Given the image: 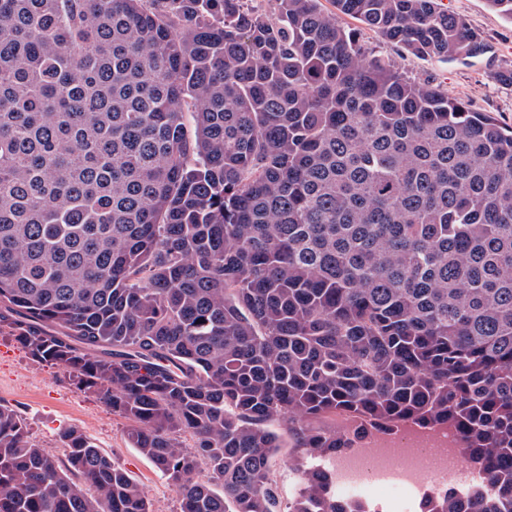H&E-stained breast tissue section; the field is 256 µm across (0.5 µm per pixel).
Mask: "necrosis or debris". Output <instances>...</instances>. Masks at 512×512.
Here are the masks:
<instances>
[{
	"instance_id": "4bbe7bcc",
	"label": "necrosis or debris",
	"mask_w": 512,
	"mask_h": 512,
	"mask_svg": "<svg viewBox=\"0 0 512 512\" xmlns=\"http://www.w3.org/2000/svg\"><path fill=\"white\" fill-rule=\"evenodd\" d=\"M331 469L337 500L360 501L367 512H422L427 499L450 489L461 495L477 488L487 496L497 490L445 431L376 434L336 456Z\"/></svg>"
}]
</instances>
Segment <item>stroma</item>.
Segmentation results:
<instances>
[{"label":"stroma","mask_w":512,"mask_h":512,"mask_svg":"<svg viewBox=\"0 0 512 512\" xmlns=\"http://www.w3.org/2000/svg\"><path fill=\"white\" fill-rule=\"evenodd\" d=\"M442 2L480 35L488 48L485 55L454 61L420 58L382 40L356 19L347 17L343 23L355 30L364 48L390 60L408 77L439 85L449 97L466 101L472 110L492 113L501 124L512 126V84L500 83L495 77L498 71L512 70V19L493 10L487 0ZM0 404L15 410L31 438L60 458L66 455L60 432L78 428L139 484L151 512H180L172 483L131 447L126 437L128 420L78 389L64 368L33 361L27 350L8 336H0ZM303 465L295 449L285 446L274 451L272 468L282 489L283 504L295 499Z\"/></svg>","instance_id":"35a3bbf8"}]
</instances>
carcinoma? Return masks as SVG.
<instances>
[{
	"label": "carcinoma",
	"mask_w": 512,
	"mask_h": 512,
	"mask_svg": "<svg viewBox=\"0 0 512 512\" xmlns=\"http://www.w3.org/2000/svg\"><path fill=\"white\" fill-rule=\"evenodd\" d=\"M0 0V333L132 422L180 512L336 503L322 466L446 429L512 512V128L368 54L472 57L440 0ZM195 439L190 449L179 436ZM0 405V512H151ZM271 428L282 435V448H277L272 454V469L278 478L282 493V512H288V506L292 503L299 489V471L305 460L296 454L294 448L288 447V436L284 427L275 421ZM289 504V505H288Z\"/></svg>",
	"instance_id": "cac0c4a2"
}]
</instances>
